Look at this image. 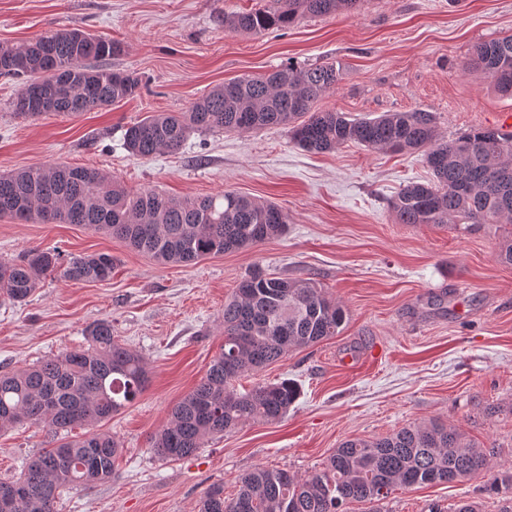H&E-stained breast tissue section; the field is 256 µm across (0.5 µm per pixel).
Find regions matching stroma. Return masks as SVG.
Masks as SVG:
<instances>
[{
	"label": "stroma",
	"instance_id": "stroma-1",
	"mask_svg": "<svg viewBox=\"0 0 512 512\" xmlns=\"http://www.w3.org/2000/svg\"><path fill=\"white\" fill-rule=\"evenodd\" d=\"M268 0H0V43L21 46L58 29L118 42L101 60L141 78L134 98L76 116L13 114L17 81L0 75V173L44 163L92 168L129 191L177 196L231 190L273 201L288 230L263 245L211 255L190 265H160L106 233L79 224H23L0 217V260L60 247L71 255L105 252L110 279H43L24 304L0 301V372L81 346L98 319L143 358V395L104 428L122 450L111 480L63 491L57 512H198L211 486L225 495L258 467L307 476L345 440L373 439L439 420L494 451V472L512 470V265L497 258L512 228L479 233L398 224L391 200L430 183L421 152L370 150L348 142L324 153L294 144L284 127L196 133L177 152L132 156L126 128L157 112H184L218 84L286 64H343L345 77L316 108L351 118L424 110L452 139L496 126L512 98L466 68L475 44L512 36V0H366L357 12L303 19L259 35L224 26L226 15ZM274 277L310 279L344 306L339 335L294 350L241 378L245 391L294 380L300 396L277 424L250 423L205 442L179 461L149 447L172 407L205 376L224 337V302L254 267ZM37 425L0 432V479L18 476L49 447ZM476 476L418 485L347 512H480L512 507V490L489 492Z\"/></svg>",
	"mask_w": 512,
	"mask_h": 512
}]
</instances>
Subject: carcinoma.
Listing matches in <instances>:
<instances>
[{"instance_id":"1","label":"carcinoma","mask_w":512,"mask_h":512,"mask_svg":"<svg viewBox=\"0 0 512 512\" xmlns=\"http://www.w3.org/2000/svg\"><path fill=\"white\" fill-rule=\"evenodd\" d=\"M365 0H272L264 8L224 17L232 32L262 34L309 16L359 11ZM120 44L77 29L49 31L20 47L0 46V75L20 79L10 102L15 114L39 117L33 102L55 96V112H89L133 97L140 81L131 73L89 67L85 61L120 54ZM467 68L482 71L503 96L512 97V36L474 45ZM344 79V67L284 65L214 87L185 112H160L131 126L126 149L146 157L176 151L197 132L288 128L307 152L323 153L355 142L373 150L421 151L433 173L390 202L397 224H435L472 232L486 224H512V133L473 127L442 139L435 113L383 112L349 118L315 110L317 101ZM32 224H88L157 263L191 264L206 256L248 249L280 237L288 215L275 203L234 191L175 198L157 189L129 193L96 169L42 164L0 175V217ZM108 253L74 256L61 263L56 248H32L0 261V299L28 302L42 279L99 282L112 276ZM347 322L342 305L314 281L272 277L256 268L224 302V343L205 377L171 409L151 436L152 453L166 461L193 455L205 440L246 423L273 424L288 413L300 391L288 379L239 392L234 382L283 360L297 348L337 336ZM86 346L39 365L0 373V431L30 423L53 436L16 478L0 481V512H15L5 498L17 489L30 499L27 512H56L66 487H88L112 478L120 448L102 423L145 391L143 358L112 336V322L89 324ZM79 426L69 440L62 432ZM487 476L492 489L512 483L490 473L487 450L458 429L433 421L375 439L340 444L324 468L305 477L284 469L243 474L232 497L216 485L199 512H345L350 502H375L398 488L448 484Z\"/></svg>"}]
</instances>
